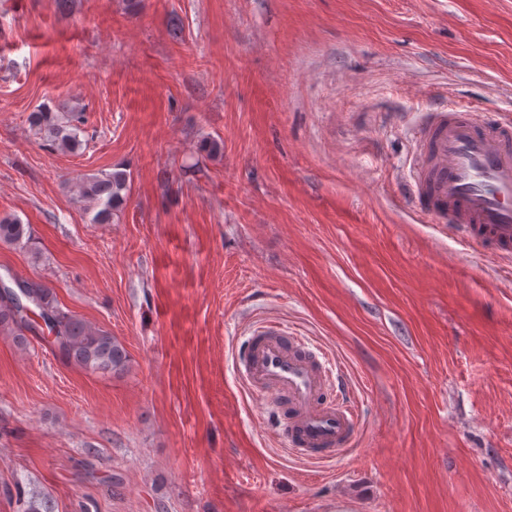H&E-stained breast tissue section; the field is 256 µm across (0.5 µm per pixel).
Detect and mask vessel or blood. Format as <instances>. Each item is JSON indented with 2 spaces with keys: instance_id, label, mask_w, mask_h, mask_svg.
Segmentation results:
<instances>
[{
  "instance_id": "b4317fda",
  "label": "vessel or blood",
  "mask_w": 512,
  "mask_h": 512,
  "mask_svg": "<svg viewBox=\"0 0 512 512\" xmlns=\"http://www.w3.org/2000/svg\"><path fill=\"white\" fill-rule=\"evenodd\" d=\"M416 163L407 184L420 213L465 240L472 249L499 246L512 262V122L485 125L479 114L433 107L415 133ZM239 376L258 396L274 395L287 415L280 440L287 454L330 462L351 448L358 431L348 405L329 403L334 381L310 343L282 324L265 322Z\"/></svg>"
}]
</instances>
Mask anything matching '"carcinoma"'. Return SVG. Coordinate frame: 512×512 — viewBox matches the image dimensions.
<instances>
[{"mask_svg":"<svg viewBox=\"0 0 512 512\" xmlns=\"http://www.w3.org/2000/svg\"><path fill=\"white\" fill-rule=\"evenodd\" d=\"M34 135L57 149L74 151L80 145L79 133L83 132V112H54L45 106L28 117ZM127 188V174L123 171L100 172L85 175L78 183L76 201L87 212L95 211L93 223L108 224L112 211L119 208ZM0 244L27 247L32 244L30 226L16 217L0 218ZM17 287L34 296L35 307L40 311L48 329H57L54 345L70 363L82 370L95 373H118L128 364V354L111 333L58 307L52 288L41 282L23 281ZM5 296L0 298V334L11 336L22 345L25 332L32 331L35 323L23 314L18 295L9 286L3 287Z\"/></svg>","mask_w":512,"mask_h":512,"instance_id":"1","label":"carcinoma"}]
</instances>
